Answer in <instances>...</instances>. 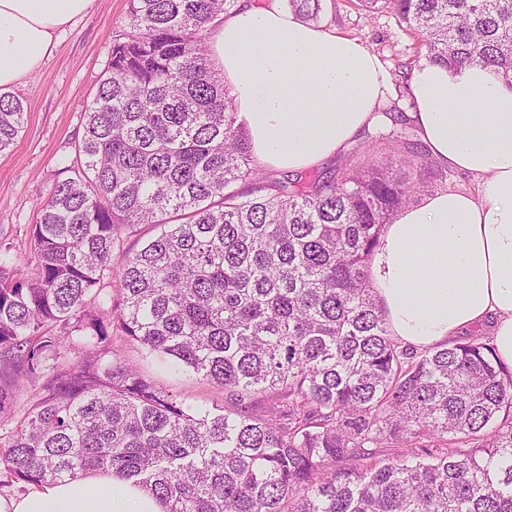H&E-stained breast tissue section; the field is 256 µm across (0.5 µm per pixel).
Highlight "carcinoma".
Listing matches in <instances>:
<instances>
[{"label":"carcinoma","instance_id":"cac0c4a2","mask_svg":"<svg viewBox=\"0 0 512 512\" xmlns=\"http://www.w3.org/2000/svg\"><path fill=\"white\" fill-rule=\"evenodd\" d=\"M129 2L28 255L0 243V413L35 387L6 477L110 472L164 512H512V370L478 336L402 345L370 281L383 227L428 190L432 159L381 131L332 172L267 171L207 46L237 0ZM358 3L391 10L428 61L512 85V0ZM288 5L323 18V0ZM24 115L0 92V151ZM141 224L156 234L124 248ZM114 332L227 406L164 390ZM267 394L271 418L255 409Z\"/></svg>","mask_w":512,"mask_h":512}]
</instances>
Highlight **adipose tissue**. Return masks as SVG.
I'll use <instances>...</instances> for the list:
<instances>
[{
    "mask_svg": "<svg viewBox=\"0 0 512 512\" xmlns=\"http://www.w3.org/2000/svg\"><path fill=\"white\" fill-rule=\"evenodd\" d=\"M94 0H0V90L37 70L56 32ZM258 162L303 171L379 119L392 78L360 40L302 21L282 0H240L208 40ZM408 117L430 157L477 192L423 196L384 226L369 263L390 334L425 349L488 326L512 368V86L478 64L412 72ZM12 512H163L146 491L95 472L47 483Z\"/></svg>",
    "mask_w": 512,
    "mask_h": 512,
    "instance_id": "adipose-tissue-1",
    "label": "adipose tissue"
}]
</instances>
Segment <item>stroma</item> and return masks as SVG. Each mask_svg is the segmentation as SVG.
Wrapping results in <instances>:
<instances>
[{"label":"stroma","instance_id":"1","mask_svg":"<svg viewBox=\"0 0 512 512\" xmlns=\"http://www.w3.org/2000/svg\"><path fill=\"white\" fill-rule=\"evenodd\" d=\"M128 0H94L90 10L58 31L41 67L12 88L25 107V123L14 144L0 152V240L25 251L36 206L47 197L58 160L73 156L83 133V100L92 97L112 53V33L127 22ZM325 30L357 38L390 75L414 62L417 40L388 11L368 12L349 0H325ZM112 346L149 379L186 396L191 405H224L223 389L189 376H169L138 343L116 335Z\"/></svg>","mask_w":512,"mask_h":512}]
</instances>
